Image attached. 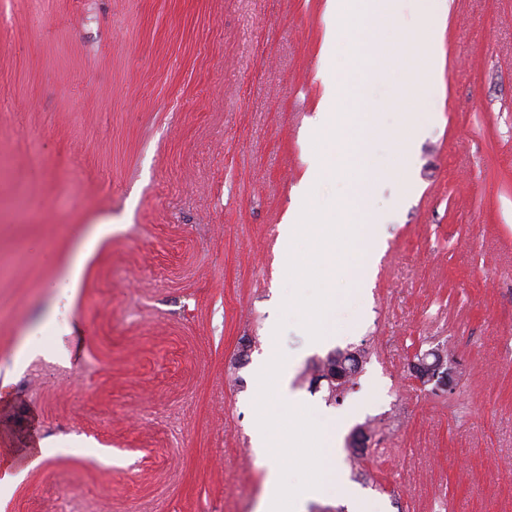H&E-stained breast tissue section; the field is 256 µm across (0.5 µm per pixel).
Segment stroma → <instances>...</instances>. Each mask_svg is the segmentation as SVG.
Wrapping results in <instances>:
<instances>
[{
  "label": "stroma",
  "instance_id": "stroma-1",
  "mask_svg": "<svg viewBox=\"0 0 512 512\" xmlns=\"http://www.w3.org/2000/svg\"><path fill=\"white\" fill-rule=\"evenodd\" d=\"M331 26L326 0H0V460L25 472L0 512H256L272 340L301 401L372 433L367 481L338 448L353 494L308 512H512V0H450L410 177L373 186L371 286L315 347L279 226ZM354 347L342 402L310 388ZM435 348L451 388L408 373Z\"/></svg>",
  "mask_w": 512,
  "mask_h": 512
}]
</instances>
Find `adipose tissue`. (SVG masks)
<instances>
[{"instance_id":"adipose-tissue-1","label":"adipose tissue","mask_w":512,"mask_h":512,"mask_svg":"<svg viewBox=\"0 0 512 512\" xmlns=\"http://www.w3.org/2000/svg\"><path fill=\"white\" fill-rule=\"evenodd\" d=\"M288 369L273 346L256 367L253 444L269 463L270 488L259 504L261 512H306L310 501L344 489L335 463L339 424L317 416L293 397ZM290 462L307 466V485L286 487L284 466Z\"/></svg>"}]
</instances>
